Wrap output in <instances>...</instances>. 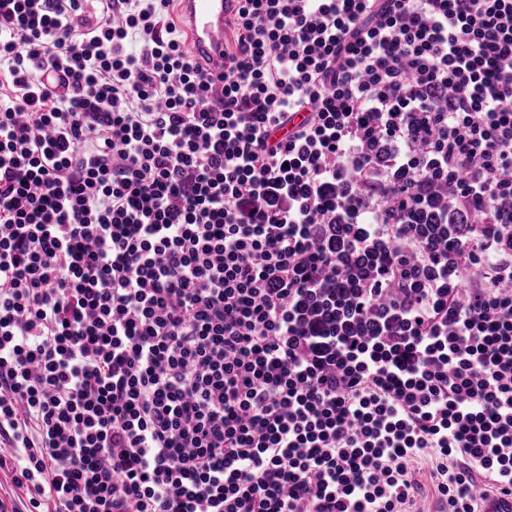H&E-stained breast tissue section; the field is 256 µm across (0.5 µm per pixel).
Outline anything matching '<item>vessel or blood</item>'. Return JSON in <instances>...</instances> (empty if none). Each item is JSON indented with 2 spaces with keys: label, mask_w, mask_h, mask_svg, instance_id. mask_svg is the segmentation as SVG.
<instances>
[{
  "label": "vessel or blood",
  "mask_w": 512,
  "mask_h": 512,
  "mask_svg": "<svg viewBox=\"0 0 512 512\" xmlns=\"http://www.w3.org/2000/svg\"><path fill=\"white\" fill-rule=\"evenodd\" d=\"M176 16L183 21L191 53L207 60L213 74L224 71V42L229 36L227 20L236 0H172Z\"/></svg>",
  "instance_id": "1"
}]
</instances>
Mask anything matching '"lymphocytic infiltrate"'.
I'll return each instance as SVG.
<instances>
[{
  "instance_id": "f902f5d3",
  "label": "lymphocytic infiltrate",
  "mask_w": 512,
  "mask_h": 512,
  "mask_svg": "<svg viewBox=\"0 0 512 512\" xmlns=\"http://www.w3.org/2000/svg\"><path fill=\"white\" fill-rule=\"evenodd\" d=\"M237 3L0 0V512L512 496V0ZM171 1V13L174 6L175 15L183 20L184 39L186 42L187 35L190 52L207 60L215 77L224 73V40L229 36L227 20L237 0Z\"/></svg>"
}]
</instances>
